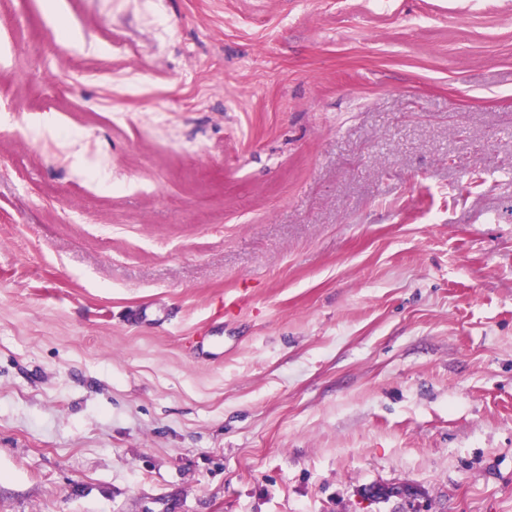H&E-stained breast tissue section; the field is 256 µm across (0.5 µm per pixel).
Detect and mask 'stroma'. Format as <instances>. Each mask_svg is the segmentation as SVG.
Wrapping results in <instances>:
<instances>
[{"label": "stroma", "mask_w": 512, "mask_h": 512, "mask_svg": "<svg viewBox=\"0 0 512 512\" xmlns=\"http://www.w3.org/2000/svg\"><path fill=\"white\" fill-rule=\"evenodd\" d=\"M0 512H512V0H0Z\"/></svg>", "instance_id": "obj_1"}]
</instances>
